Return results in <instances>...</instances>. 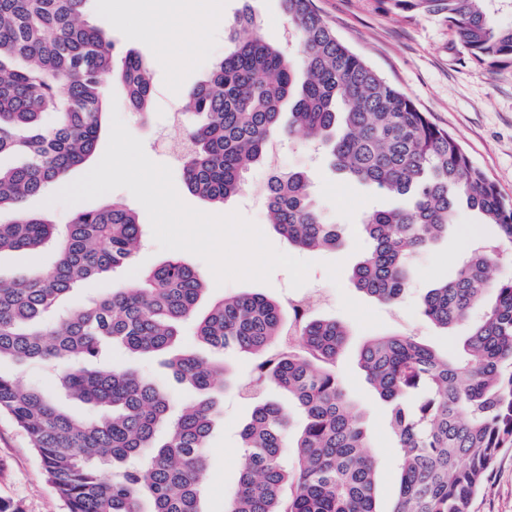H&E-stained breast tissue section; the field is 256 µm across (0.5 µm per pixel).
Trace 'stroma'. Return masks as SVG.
Returning a JSON list of instances; mask_svg holds the SVG:
<instances>
[{
  "label": "stroma",
  "instance_id": "obj_1",
  "mask_svg": "<svg viewBox=\"0 0 512 512\" xmlns=\"http://www.w3.org/2000/svg\"><path fill=\"white\" fill-rule=\"evenodd\" d=\"M224 21L199 26L190 12L181 13L169 38L153 39L136 22L107 20L110 0H88L84 18L97 26H107L117 50H132L145 58L152 70L153 96L148 111H132L122 85L106 75V97L117 100L118 112L129 132L140 139L146 155L154 162L170 166L175 188L189 206L210 214L240 213L256 223L270 243L280 251L311 262L306 283L292 288L284 269L273 271L269 282H229L216 285L208 265L199 257L183 258L204 278L205 290L198 314H205L221 299L242 293H261L277 301L301 297L316 288L326 291L316 308L320 318L344 323L350 333L346 349L336 365V374L359 408L366 413L370 454L379 463V502L388 512L397 488V453L387 429L386 404L370 389L357 364L360 345L373 336L407 333L438 350L456 351L467 334V324L443 331L422 313L421 299L429 288L450 276L459 257L491 235L478 214L460 209L448 236L420 253L411 270L406 295L392 305H384L357 290L351 280L353 265L369 247L362 222L372 210L388 205L389 197L371 188L348 182L333 172L322 154L308 143L282 140L270 149L268 163L250 170L241 194L217 204L188 191L180 162L172 158L167 133L172 124L169 98L184 102L191 90L208 75L213 64L223 58L229 46L227 24L243 8L250 6L261 21L263 38L273 44L284 40L288 18L281 0H215ZM323 19L337 37L369 63L388 82L407 95L438 127L447 130L464 148L473 163L512 200V63L492 67L474 58L460 42L444 15L422 10L395 9L389 0H313ZM304 171L311 191L326 220L338 225L343 245L339 252L306 251L289 248L268 222L265 189L276 172ZM152 236L130 267L100 278L70 292L62 309L83 303L89 296L111 292L137 282L142 274L168 259ZM55 247L46 244L33 252L0 254V281L10 282L32 270H49ZM113 369L130 368L165 390L172 413L193 405L197 393L177 382L152 357H134L118 345L109 347L102 359ZM0 373L25 386H36L71 414L79 418L100 417L99 408L71 396L57 371L32 363L21 366L5 361ZM217 411L208 441L209 477L201 496L203 512H224L225 501L234 493L239 476V430L251 412L249 401L236 391L217 389ZM0 501L17 505L20 512H64L43 464L24 431L0 415ZM473 512H512V452L498 462L487 486L478 495Z\"/></svg>",
  "mask_w": 512,
  "mask_h": 512
}]
</instances>
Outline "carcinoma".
<instances>
[{
	"label": "carcinoma",
	"mask_w": 512,
	"mask_h": 512,
	"mask_svg": "<svg viewBox=\"0 0 512 512\" xmlns=\"http://www.w3.org/2000/svg\"><path fill=\"white\" fill-rule=\"evenodd\" d=\"M87 0H0V252L55 244L46 273L0 281V359L63 367L62 384L110 409L79 420L36 388L0 375V413L28 436L65 512H201L206 448L212 430L214 367L196 352L176 351L180 326L216 353L258 359V377L288 393L301 431L253 380L224 373V387L254 402L241 429L238 490L225 512H380L377 461L366 452L362 413L336 377L347 331L307 314L285 320L283 306L261 293L227 297L197 316L203 277L172 257L139 283L95 296L60 322H42L72 289L131 264L143 232L138 215L114 202L78 210L59 228L24 209L26 199L66 178L96 150L105 110L103 77L113 73L136 112L147 110L150 65L115 49L109 32L81 17ZM296 51L264 40L243 8L230 24L231 46L185 104L201 121L187 136V188L223 204L264 163L271 140L301 133L319 142L347 177L412 204L371 212L370 247L352 268L357 289L393 304L404 293L415 256L448 233L464 205L498 230L455 273L430 289L422 312L447 331L469 319L462 352L438 351L408 334L367 339L357 361L388 404L398 448L399 484L390 512H472L497 461L512 451V279L493 265L512 255V202L475 166L461 144L336 37L312 0H281ZM488 0H391L441 13L477 59L512 60V26L497 25ZM57 113L46 127L42 116ZM269 224L288 245L336 250L339 228L322 217L302 171L272 175ZM106 341L135 355L158 356L178 381L203 396L173 417L154 383L96 366ZM293 449L294 464H283Z\"/></svg>",
	"instance_id": "carcinoma-1"
}]
</instances>
